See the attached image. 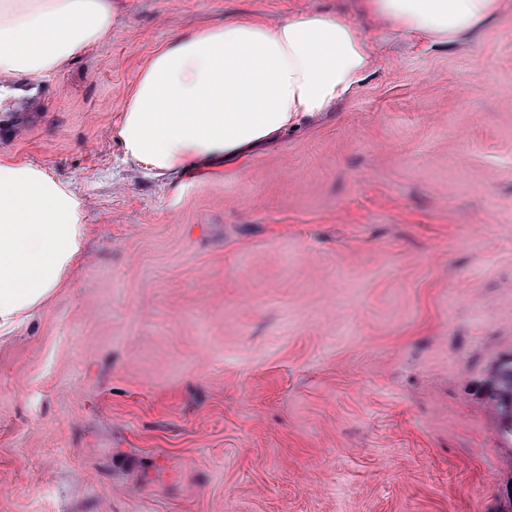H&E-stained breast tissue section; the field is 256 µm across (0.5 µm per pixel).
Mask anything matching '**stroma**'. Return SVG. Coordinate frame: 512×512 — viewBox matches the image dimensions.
<instances>
[{
	"label": "stroma",
	"mask_w": 512,
	"mask_h": 512,
	"mask_svg": "<svg viewBox=\"0 0 512 512\" xmlns=\"http://www.w3.org/2000/svg\"><path fill=\"white\" fill-rule=\"evenodd\" d=\"M0 100V154L87 202L70 287L0 334V512H504L512 8L458 42L358 0H123ZM341 14L375 64L324 118L155 175L125 92L180 35ZM489 395L500 408L501 434L512 441V358L507 362L501 360L494 367Z\"/></svg>",
	"instance_id": "obj_1"
}]
</instances>
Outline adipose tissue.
Instances as JSON below:
<instances>
[{
  "mask_svg": "<svg viewBox=\"0 0 512 512\" xmlns=\"http://www.w3.org/2000/svg\"><path fill=\"white\" fill-rule=\"evenodd\" d=\"M511 0H360L402 36L452 43ZM119 0H0V90L38 81L108 38ZM373 65L360 28L316 11L238 20L176 38L131 83L117 135L131 160L189 172L299 129L347 100ZM87 203L51 171L0 155V330L79 264Z\"/></svg>",
  "mask_w": 512,
  "mask_h": 512,
  "instance_id": "ef3b65f1",
  "label": "adipose tissue"
}]
</instances>
